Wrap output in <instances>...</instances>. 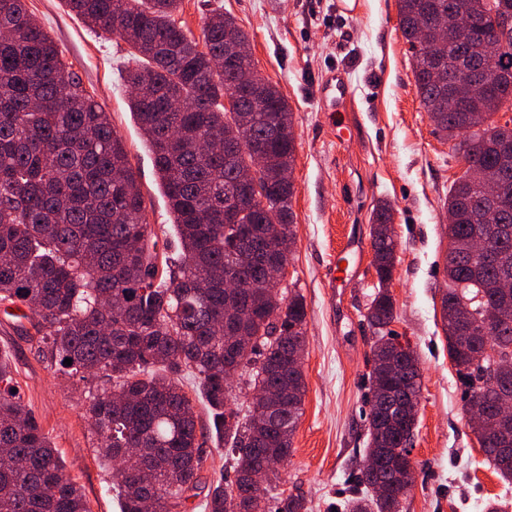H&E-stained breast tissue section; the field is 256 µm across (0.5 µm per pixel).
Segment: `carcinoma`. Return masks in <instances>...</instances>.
<instances>
[{
  "instance_id": "carcinoma-1",
  "label": "carcinoma",
  "mask_w": 512,
  "mask_h": 512,
  "mask_svg": "<svg viewBox=\"0 0 512 512\" xmlns=\"http://www.w3.org/2000/svg\"><path fill=\"white\" fill-rule=\"evenodd\" d=\"M93 30L117 35L130 48L135 66L125 82L137 87L129 108L154 157L160 185L178 230V254L164 256L158 269L142 242L149 233L144 197L122 137L109 115L63 61L54 40L29 13L25 0H0V305L23 312L35 332V350L50 368L110 387H88L89 425L98 437L96 453L112 465L120 512H188L202 463L197 416L177 376L194 373L197 390L212 412L219 441L231 440L234 476L212 485L205 512H255L267 488L249 474L273 455L284 462L305 396L302 368L290 364V350L306 347V306L290 293L274 300L265 285V263L279 253L256 228L292 235L295 142L292 112L279 89L264 82L267 108L256 112L245 96L257 73L248 57L225 62L224 44L248 39L234 18L209 17L202 41L178 21L181 0H63ZM456 0H398L399 26L413 50V74L420 103L449 138L467 132L455 149L486 174L499 172L500 153L512 148V125L485 120L488 99L512 95V81L459 84L454 78L458 35L448 26H422L428 13L446 14ZM484 26L471 31V55L493 59L512 71V38L495 43L486 34L493 19L484 0H467ZM237 99L227 115L224 100ZM258 146L269 156L265 169L268 208L258 201L237 223L225 222V208L237 191L239 171ZM506 206L499 222L509 230L495 239L496 256L471 262L469 240L482 235L477 191L463 174L448 196L457 220L448 235L461 249L448 257L443 323L448 355L469 385L467 404L481 405L474 427L486 461L512 482V447L494 432L501 385L512 364L482 373L477 328L460 332L450 313L463 300L479 315L504 304L493 288L504 268L512 269V172L504 178ZM393 210L373 211V266L382 277L366 318L383 331L395 319L386 280L393 276L397 242ZM244 331L252 343L227 353L230 333ZM370 441L366 456L385 451L383 466L355 475L362 494L346 512H400L409 488L401 476L414 468L398 451L397 432L377 424L375 408L409 393L419 397L420 374L413 351L396 352L391 339L372 348ZM72 359V365L64 360ZM248 375L249 386L273 391L268 418L250 409L226 407L227 376ZM16 387L13 367L0 357V512H90L81 487L66 472L49 434ZM119 396H113V392ZM387 485L384 495L376 484ZM273 512H307L300 494H278Z\"/></svg>"
}]
</instances>
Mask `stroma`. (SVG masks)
Returning <instances> with one entry per match:
<instances>
[{"instance_id": "stroma-1", "label": "stroma", "mask_w": 512, "mask_h": 512, "mask_svg": "<svg viewBox=\"0 0 512 512\" xmlns=\"http://www.w3.org/2000/svg\"><path fill=\"white\" fill-rule=\"evenodd\" d=\"M86 91L109 113L138 175L146 217L160 239L175 242L154 160L128 105L121 78L129 48L102 36L63 0H26ZM182 0L178 19L201 37L206 17L228 14L247 32L259 74L275 84L291 110L296 141L292 171L293 244L287 288L306 305V393L292 453L274 492L303 495L309 512H335L351 494V476L367 446L372 347L379 333L366 319L376 292L370 225L374 208L394 209L396 267L389 290L396 318L386 335L418 357L421 394L411 458L413 487L401 512H512V484L486 460L467 421L465 381L448 356L441 298L448 287V193L463 173L454 143L422 108L397 0ZM339 75L349 104L335 109L319 95ZM362 254L345 281L328 276L346 244ZM28 321L0 312V356L8 358L20 393L81 486L90 512H119L112 471L100 464L88 425L84 384L42 363ZM179 383L193 399L204 462L189 503L204 512L206 490L230 472L216 445L211 412L192 375Z\"/></svg>"}]
</instances>
